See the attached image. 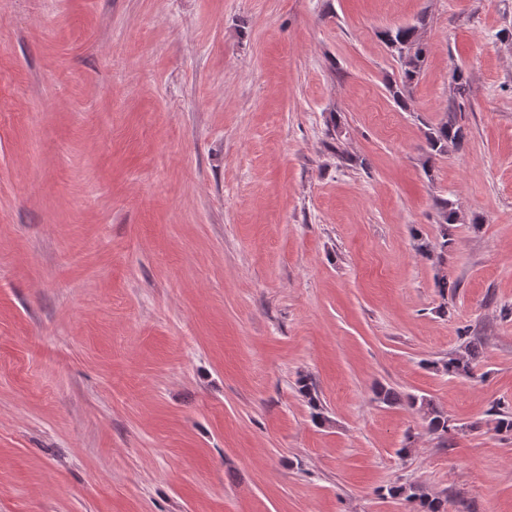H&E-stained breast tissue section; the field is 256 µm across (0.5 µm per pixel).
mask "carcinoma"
Instances as JSON below:
<instances>
[{
    "label": "carcinoma",
    "instance_id": "cac0c4a2",
    "mask_svg": "<svg viewBox=\"0 0 512 512\" xmlns=\"http://www.w3.org/2000/svg\"><path fill=\"white\" fill-rule=\"evenodd\" d=\"M421 26L405 25L388 29L384 32V39L388 46L396 53L400 64L401 74L398 82L388 86V92L401 108L407 107L414 83L418 80L424 63V49L421 43ZM466 137L464 127L450 117L448 120L431 127L426 132V140L430 154L438 155L447 151L448 145L459 144ZM436 208L440 213L442 222L439 223V235L441 241L438 245L423 241L417 245V249L424 253H432L439 250V255L448 251V245L452 241V229L459 221V212L454 203L448 199L440 198L436 201ZM479 356L478 343L470 341L465 345V353L448 360L442 365V370L448 374L457 376H469L472 372V364ZM379 402L389 405L406 400L409 407L422 415L429 431L441 437L448 435V431L456 428L448 415L437 408L433 402L424 396L407 394L405 396L391 388H380L376 393ZM491 412L496 415L495 428L499 432L512 433V411L505 410L500 405L491 407ZM391 496H403L409 502H418L422 512H440L437 501L428 499L423 494H416L404 486H392L388 488Z\"/></svg>",
    "mask_w": 512,
    "mask_h": 512
}]
</instances>
